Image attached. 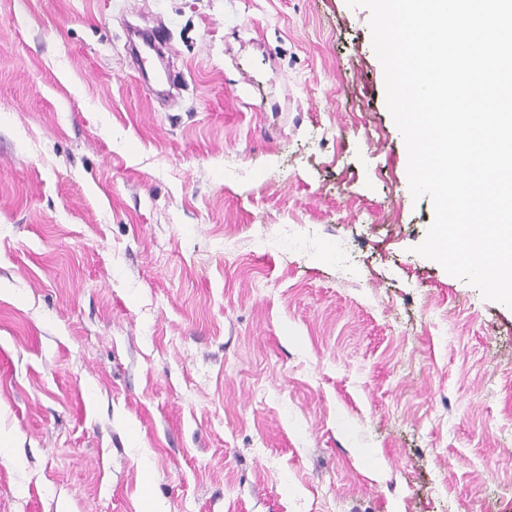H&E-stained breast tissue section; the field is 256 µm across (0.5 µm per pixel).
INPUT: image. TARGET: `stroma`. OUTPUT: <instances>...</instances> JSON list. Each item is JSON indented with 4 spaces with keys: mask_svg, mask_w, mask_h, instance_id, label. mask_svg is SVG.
<instances>
[{
    "mask_svg": "<svg viewBox=\"0 0 512 512\" xmlns=\"http://www.w3.org/2000/svg\"><path fill=\"white\" fill-rule=\"evenodd\" d=\"M369 21L0 0V512H512V309L416 252Z\"/></svg>",
    "mask_w": 512,
    "mask_h": 512,
    "instance_id": "stroma-1",
    "label": "stroma"
}]
</instances>
